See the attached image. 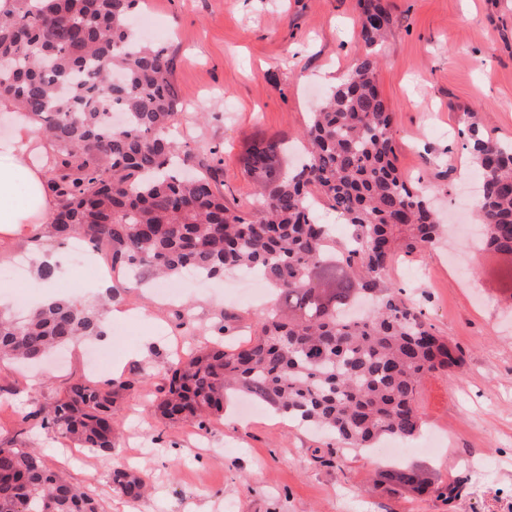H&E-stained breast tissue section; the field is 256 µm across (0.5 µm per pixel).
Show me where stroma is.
Instances as JSON below:
<instances>
[{
    "label": "stroma",
    "instance_id": "1",
    "mask_svg": "<svg viewBox=\"0 0 512 512\" xmlns=\"http://www.w3.org/2000/svg\"><path fill=\"white\" fill-rule=\"evenodd\" d=\"M385 3L393 24L378 84L393 114L397 165L436 192L453 229L449 243L400 258L389 275L465 352L454 375L436 373L420 386L424 432L437 435V447L399 457L340 447L328 466L313 457L328 438L274 412L244 418L232 406L194 432L162 422L135 390L116 403L119 433L109 457L74 454L59 434L20 428L14 411L50 402L91 372L90 347L112 351L94 371L98 378L114 365L160 371L176 353L203 345L221 312L240 316L224 337L229 345L252 337L262 314L233 271L203 288L182 284L171 304L144 271L125 270L112 275L107 336L70 345L33 369L0 365V439L40 449L49 466L88 486L103 512H512V289L501 276L504 258L474 251V204L459 198L460 171L472 166L461 137L468 114L490 137L512 142V0ZM140 13L174 58L183 138L198 158H220L226 203L257 213L241 157L262 136L295 144L322 94L353 67L361 51L357 0H145ZM12 254L26 265L0 311L16 314L18 295L39 303L45 284L30 247ZM59 264L57 296L98 308L93 274L65 257ZM182 310L192 326L180 325ZM407 465L423 470L427 493L399 482ZM120 467L141 472L146 497L131 502L113 490L108 474Z\"/></svg>",
    "mask_w": 512,
    "mask_h": 512
}]
</instances>
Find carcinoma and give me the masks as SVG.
<instances>
[{
    "label": "carcinoma",
    "instance_id": "obj_1",
    "mask_svg": "<svg viewBox=\"0 0 512 512\" xmlns=\"http://www.w3.org/2000/svg\"><path fill=\"white\" fill-rule=\"evenodd\" d=\"M138 2L12 0L0 16V98L31 115L54 147L49 235L105 249L114 271L213 279L255 270L275 291L276 309L243 344L218 339L163 372L119 382L77 377L21 422L38 419L75 447L110 456L116 399L143 387L172 425L203 430L224 401L246 396L352 448L413 439L423 426L422 379L453 374L464 355L387 278L397 258L436 245L441 229L426 190L394 163L392 113L377 80L391 25L383 0H358L363 52L299 134L305 162L282 169L274 138L246 150L258 217L225 204L221 169L202 163L184 175L193 152L171 132L181 109L174 59L137 35ZM461 134L479 176L481 248L512 259V143L476 121ZM321 203L350 225L348 241H336ZM104 327L100 312L66 299L23 318L1 312L0 363L33 362ZM110 482L129 499L145 492L129 469L113 470ZM0 512L102 510L36 449L8 439L0 442Z\"/></svg>",
    "mask_w": 512,
    "mask_h": 512
}]
</instances>
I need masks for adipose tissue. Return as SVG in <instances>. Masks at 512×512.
I'll return each instance as SVG.
<instances>
[{
    "mask_svg": "<svg viewBox=\"0 0 512 512\" xmlns=\"http://www.w3.org/2000/svg\"><path fill=\"white\" fill-rule=\"evenodd\" d=\"M50 158L49 144L36 138L32 120L18 115L13 138L0 144V258L8 257L10 243L39 246L46 238L49 216L55 206L46 196V166H32V154Z\"/></svg>",
    "mask_w": 512,
    "mask_h": 512,
    "instance_id": "ef3b65f1",
    "label": "adipose tissue"
}]
</instances>
